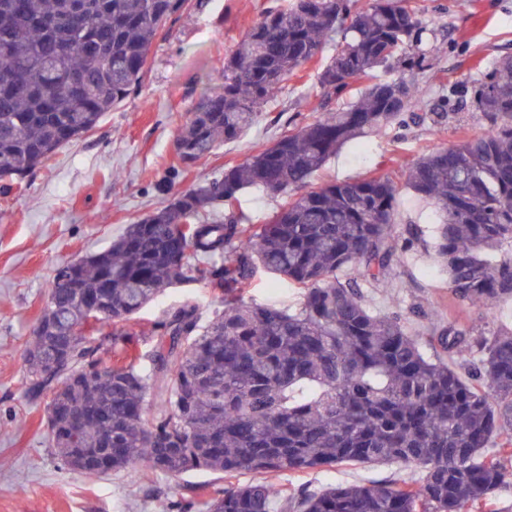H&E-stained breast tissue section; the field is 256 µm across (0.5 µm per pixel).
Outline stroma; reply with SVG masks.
Listing matches in <instances>:
<instances>
[{"instance_id":"stroma-1","label":"stroma","mask_w":512,"mask_h":512,"mask_svg":"<svg viewBox=\"0 0 512 512\" xmlns=\"http://www.w3.org/2000/svg\"><path fill=\"white\" fill-rule=\"evenodd\" d=\"M286 0H199L167 36L153 43L138 93L108 112L100 126L60 150L26 178L0 189V512H161L164 503L213 491L223 478L206 471L162 475L144 461L125 472L90 477L66 469L47 438L43 401L23 384L25 350L40 315L54 268L96 252L127 224L200 181L222 176L275 136L321 117L317 64L307 65L267 105L259 124L220 145L190 169L172 174L174 139L204 95L224 84V58L269 9ZM424 34L427 67L414 71L419 97L431 104L443 88L469 89L480 69L512 54V0H413ZM468 111H449L444 124L430 118L369 139L364 157L344 146L327 166L339 180L410 166L418 157L490 130ZM396 242L400 265L385 283L366 288L375 309L399 311L409 331L428 334L430 318L448 315V284L434 262L432 227L424 203L401 191ZM303 291L258 272L248 302L294 308ZM197 304L202 321L223 308L211 289L189 283L166 290L133 323L103 328L96 341L111 348L114 335L135 329L140 352L155 340L147 331L167 310ZM414 468L395 464L344 465L305 474L282 473L277 484L316 487L401 480Z\"/></svg>"}]
</instances>
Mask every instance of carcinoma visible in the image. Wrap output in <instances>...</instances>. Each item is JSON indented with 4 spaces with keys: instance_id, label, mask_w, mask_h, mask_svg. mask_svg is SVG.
I'll return each instance as SVG.
<instances>
[{
    "instance_id": "obj_1",
    "label": "carcinoma",
    "mask_w": 512,
    "mask_h": 512,
    "mask_svg": "<svg viewBox=\"0 0 512 512\" xmlns=\"http://www.w3.org/2000/svg\"><path fill=\"white\" fill-rule=\"evenodd\" d=\"M192 0H0V180L23 178L95 130L134 94L151 46ZM317 87L340 104L135 218L109 247L55 267L25 358L26 392L46 398L50 447L65 467L209 471L224 487L206 512H495L512 484V331L459 318L439 331L455 364L427 355L397 311L376 312L359 281L401 262L399 186L438 218L435 259L454 302L512 298V56L470 95L441 94L493 129L391 174L330 180L259 226L247 189L308 186L339 150L415 119L422 29L411 0H289L224 62L174 141L173 172L240 138L330 42ZM303 289L294 310L245 294L257 270ZM354 271V276L346 275ZM202 283L224 309L184 304L150 328L145 355L99 356L91 333L128 322L163 288ZM418 467L411 481L277 486L270 477L348 464ZM248 473L253 480L233 482Z\"/></svg>"
}]
</instances>
